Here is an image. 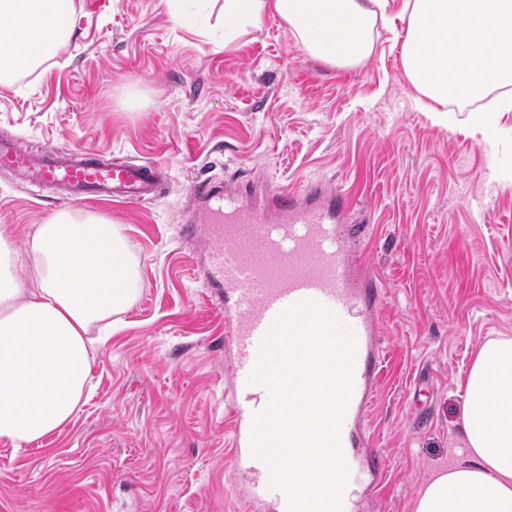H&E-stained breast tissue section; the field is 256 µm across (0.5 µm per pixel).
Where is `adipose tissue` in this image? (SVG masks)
<instances>
[{
  "mask_svg": "<svg viewBox=\"0 0 512 512\" xmlns=\"http://www.w3.org/2000/svg\"><path fill=\"white\" fill-rule=\"evenodd\" d=\"M389 0H224V31L284 19L311 57L341 69L374 52ZM73 0H0V83L39 67L72 34ZM393 29L405 75L426 112L501 90L512 109V0H402ZM32 262L17 265L0 228V440H40L72 420L92 362L140 291L138 264L102 215L61 210L39 225ZM467 461L419 491L414 512H512V338L487 340L465 382Z\"/></svg>",
  "mask_w": 512,
  "mask_h": 512,
  "instance_id": "adipose-tissue-1",
  "label": "adipose tissue"
}]
</instances>
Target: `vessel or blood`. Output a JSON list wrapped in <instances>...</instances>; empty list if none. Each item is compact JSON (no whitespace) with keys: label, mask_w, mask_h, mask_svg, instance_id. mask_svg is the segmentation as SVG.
Listing matches in <instances>:
<instances>
[{"label":"vessel or blood","mask_w":512,"mask_h":512,"mask_svg":"<svg viewBox=\"0 0 512 512\" xmlns=\"http://www.w3.org/2000/svg\"><path fill=\"white\" fill-rule=\"evenodd\" d=\"M0 169L21 184L66 191L75 201L141 205L158 198L162 186L154 165L87 148L36 153L18 140H0ZM190 195L195 209L181 236L206 251L205 287L214 289L215 299L232 298L225 333L233 346L227 368L235 380L230 404L235 445L249 444L252 417L268 403L267 390L248 381L263 336L284 309L313 300L332 310L356 338L354 387L341 428L345 459L381 475L383 460L370 448L363 424L383 361L378 340L383 294L376 273L348 245L352 202L320 183L292 191L267 181L229 186L199 179ZM235 468L256 499L286 506L285 495L269 489L262 461L248 454Z\"/></svg>","instance_id":"obj_1"}]
</instances>
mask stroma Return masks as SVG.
I'll return each instance as SVG.
<instances>
[{"label": "stroma", "mask_w": 512, "mask_h": 512, "mask_svg": "<svg viewBox=\"0 0 512 512\" xmlns=\"http://www.w3.org/2000/svg\"><path fill=\"white\" fill-rule=\"evenodd\" d=\"M65 51L0 84V139L33 151L90 148L151 162L164 195L135 207L33 194L0 170V225L18 263L62 209L117 224L141 290L118 315L73 420L14 449L0 440V512H271L234 470L224 314L202 253L180 241L195 178L320 180L368 224L386 352L369 414L380 482L351 471L352 512H413L419 489L460 461L457 394L479 348L512 338V111L499 91L424 112L379 30L355 69L307 55L277 14L229 36L216 7L173 25L165 0H73ZM434 389L411 423L415 385Z\"/></svg>", "instance_id": "stroma-1"}]
</instances>
